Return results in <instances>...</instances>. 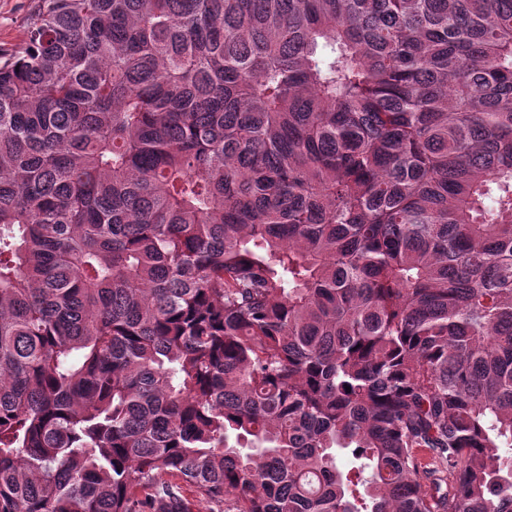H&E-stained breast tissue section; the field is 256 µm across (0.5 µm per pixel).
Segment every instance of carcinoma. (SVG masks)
<instances>
[{"mask_svg": "<svg viewBox=\"0 0 512 512\" xmlns=\"http://www.w3.org/2000/svg\"><path fill=\"white\" fill-rule=\"evenodd\" d=\"M196 501L512 512V0H39L0 54V512Z\"/></svg>", "mask_w": 512, "mask_h": 512, "instance_id": "obj_1", "label": "carcinoma"}]
</instances>
